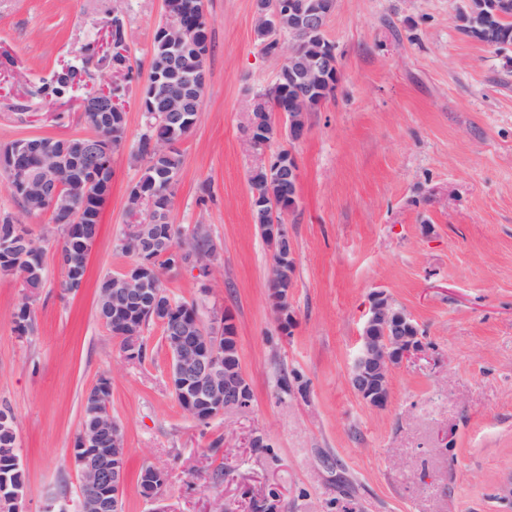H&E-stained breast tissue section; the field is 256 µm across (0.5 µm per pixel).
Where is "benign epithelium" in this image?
I'll return each instance as SVG.
<instances>
[{"label": "benign epithelium", "instance_id": "benign-epithelium-1", "mask_svg": "<svg viewBox=\"0 0 512 512\" xmlns=\"http://www.w3.org/2000/svg\"><path fill=\"white\" fill-rule=\"evenodd\" d=\"M296 20V30L310 33L325 28L330 12L325 10L323 0H258L257 17L276 25L283 10ZM169 15V22L163 27L162 36L172 47V55H181L190 45V38ZM288 71L301 76L300 85L309 88L311 80H319L325 70L324 62H330L338 55L334 44L325 46L322 60L306 64V69L296 67L297 53L278 49ZM108 89L101 87L86 94L81 101L84 115L97 116L110 111L104 98ZM14 166L12 189L18 194L35 195L44 202V213L50 214L56 207L62 183L44 168L31 171L21 153L10 157ZM279 179L288 181V208L282 216L296 208L299 199L300 167L296 156L288 153L287 158H273ZM151 224H132L128 230L127 242L135 247V260L123 271L122 276L113 279L108 289L106 309L112 317L130 313V308L151 309L162 314L160 323L165 324L176 312L173 300L162 299V294L150 290L149 279L144 271L151 267L149 257V232ZM263 236L271 243L272 258L269 281H280L287 274L288 263L295 260L294 242L284 222L265 224ZM218 262L217 252L197 251L190 253L187 264L206 276ZM270 300L280 324H286L290 314L288 290L270 289ZM126 356L138 357L141 352V337L126 334L120 337ZM423 349L422 336L413 317L397 307L382 292L371 298L367 318L360 334V348L350 372V384L355 393L367 404L383 408L390 396V378L393 371L412 355ZM167 350L170 356L168 384L172 392L180 396L186 410L197 418L214 419L233 411L250 406L251 389L245 375L230 364L224 353V320L217 316L208 326L193 327L187 322L176 321L169 331ZM71 461L81 476L80 491L75 508H69L66 500L50 497L43 506V512H121L122 494L127 481L126 448L121 429L108 420H102L94 428L81 431L71 451ZM143 479L152 485L147 499L155 505L153 512H170L164 497L165 471L155 466L143 471Z\"/></svg>", "mask_w": 512, "mask_h": 512}]
</instances>
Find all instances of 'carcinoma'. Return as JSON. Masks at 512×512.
Listing matches in <instances>:
<instances>
[{"label": "carcinoma", "instance_id": "cac0c4a2", "mask_svg": "<svg viewBox=\"0 0 512 512\" xmlns=\"http://www.w3.org/2000/svg\"><path fill=\"white\" fill-rule=\"evenodd\" d=\"M203 0H172L173 10L178 12L179 19L187 26L191 39L207 41V25L201 13ZM472 7L478 11L476 21L481 30H491V38L485 45L499 51L512 47V18L490 19L493 12L492 0H472ZM85 57L74 65H67L52 70L49 82L38 89V92L52 96L58 101L70 97L74 85L80 81L85 64L97 55V42L92 41L84 46ZM197 65L194 58L185 56L176 68L165 73L159 81L153 96L146 97L144 114L148 123L147 131L140 135L133 146L130 157L142 165V174L130 189L127 198V210L131 214H140V223H155V235L149 243L150 255L153 256L155 271H172L175 269L174 258L167 252L169 243L173 242L186 249L206 247L214 248L209 234L202 232L192 239L183 238L180 227L170 223L169 213L173 204V191L167 188L169 182L180 176L184 164L183 154L173 149L164 154H157L150 149V141L154 138H183L196 122L201 101L195 99L186 105V111L169 113L162 111L163 99L171 93L183 90L184 77L192 74ZM327 80L323 81L320 90L309 93L304 100H298V84L294 76L287 73L277 79L274 85L263 93L267 112L272 113L276 107L294 105L296 117L304 123L308 122L309 114L331 96L338 78L336 71H325ZM92 133L73 135L66 139L56 137H35L33 141L40 143L47 152L64 154L71 158L75 169L74 176L67 181L59 197L58 210L51 214L56 231L61 236L60 252L70 256L73 265L84 267L85 256L71 238V228L77 225L82 236L94 238L98 232V217L104 199L92 200L83 191L84 179L81 178L84 168V155L88 145L98 142L112 144V151H119L126 141L125 112L115 111L112 118L100 123L89 122ZM251 196L255 199L252 208L253 223L271 224L273 219H281V215H273L271 208L264 207L261 202L272 196L278 201H288V183L277 180L268 174L265 168L259 167L249 178ZM0 272L14 274L26 283L31 295L39 293L44 285L43 251L32 245L27 239L18 245V252L10 258H0ZM129 331L143 335L144 329L155 322L153 315L146 311H138L128 316ZM16 331L33 330L32 310L29 304L19 306L14 313ZM14 435L8 430L0 429V512H8L9 498L22 493L25 488V476L19 461L12 452Z\"/></svg>", "mask_w": 512, "mask_h": 512}]
</instances>
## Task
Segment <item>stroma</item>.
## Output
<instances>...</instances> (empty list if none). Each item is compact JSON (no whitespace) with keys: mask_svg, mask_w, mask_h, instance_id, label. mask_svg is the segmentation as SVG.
Masks as SVG:
<instances>
[{"mask_svg":"<svg viewBox=\"0 0 512 512\" xmlns=\"http://www.w3.org/2000/svg\"><path fill=\"white\" fill-rule=\"evenodd\" d=\"M465 0H337L324 31L341 67L336 90L290 144L284 118L262 149L250 119L282 58L264 53L255 0H204L209 51L171 223L204 225L219 252L209 275L164 273L203 321L229 311L250 384L248 409L198 422L168 385L160 325L145 357L126 358L97 313V291L130 262L117 245L141 175L130 157L146 129L140 98L163 0H0V145L89 133L71 99L35 97L42 78L126 33L130 72L91 60L85 82L123 86L127 149L112 156L81 288L65 271L50 215L31 217L0 187L44 253L45 282L26 299L0 273V409L14 418L26 512L48 495L76 498L70 461L82 399L99 377L126 445L123 512H150L139 474L165 470L172 512H505L512 492V59L458 27ZM301 171L286 218L295 247L292 326L266 286L271 251L252 221L248 179L282 148ZM385 292L424 333L420 355L392 374L378 409L349 374L372 293ZM32 310L34 331L15 330ZM260 434L266 445L250 447Z\"/></svg>","mask_w":512,"mask_h":512,"instance_id":"obj_1","label":"stroma"}]
</instances>
